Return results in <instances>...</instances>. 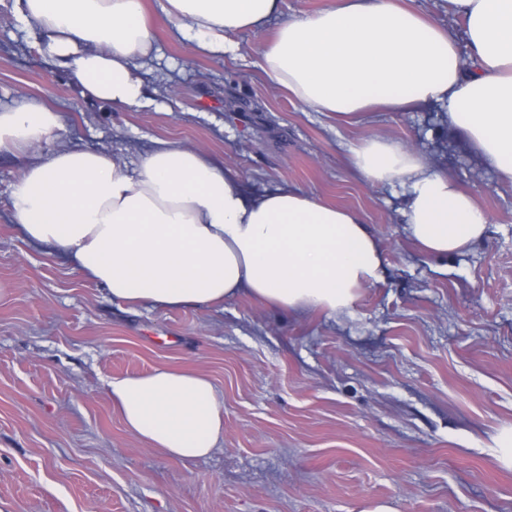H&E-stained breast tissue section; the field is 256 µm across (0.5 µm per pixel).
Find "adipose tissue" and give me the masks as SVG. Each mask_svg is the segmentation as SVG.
Wrapping results in <instances>:
<instances>
[{
  "label": "adipose tissue",
  "instance_id": "ef3b65f1",
  "mask_svg": "<svg viewBox=\"0 0 512 512\" xmlns=\"http://www.w3.org/2000/svg\"><path fill=\"white\" fill-rule=\"evenodd\" d=\"M464 42L400 0H334L281 23L260 52L272 86L302 107L353 123L365 113L441 105L480 161L512 181V0H451ZM38 54L85 95L141 106L154 34L144 0H13ZM281 0H160L204 54L237 49ZM61 112L23 95L0 104V153L25 161L11 215L33 246L54 250L112 299L160 308L210 306L240 294L297 314L350 310L382 277L384 254L362 217L312 194L247 192L204 151L161 142L136 172L102 152L58 143ZM367 185L405 187V230L427 255L460 253L488 218L448 172L385 136L351 145ZM129 432L179 460L224 437V403L208 377L158 368L111 378Z\"/></svg>",
  "mask_w": 512,
  "mask_h": 512
}]
</instances>
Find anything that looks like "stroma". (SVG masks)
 <instances>
[{
	"label": "stroma",
	"instance_id": "obj_1",
	"mask_svg": "<svg viewBox=\"0 0 512 512\" xmlns=\"http://www.w3.org/2000/svg\"><path fill=\"white\" fill-rule=\"evenodd\" d=\"M158 56L149 106L82 95L33 50L0 0V103L39 97L60 144L128 170L158 142L197 147L261 194L304 189L360 213L381 280L350 312L288 313L241 295L176 309L112 300L11 219L21 162L0 155V512H512V182L479 161L440 107L344 124L273 91L258 50L274 24L236 35V56L188 51L148 0ZM385 135L448 170L486 213L485 240L421 254L400 188L371 187L348 148ZM176 367L208 376L224 440L180 461L130 434L110 377Z\"/></svg>",
	"mask_w": 512,
	"mask_h": 512
}]
</instances>
